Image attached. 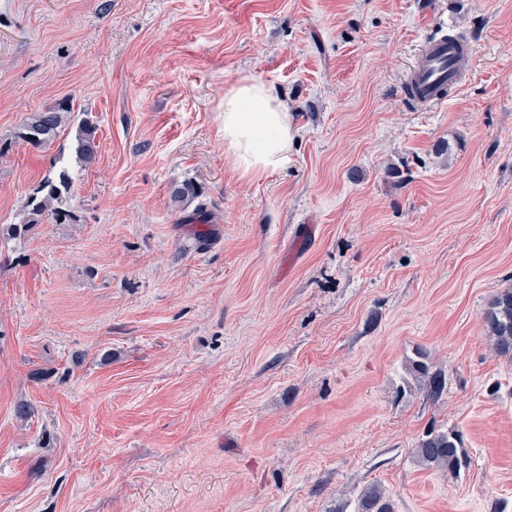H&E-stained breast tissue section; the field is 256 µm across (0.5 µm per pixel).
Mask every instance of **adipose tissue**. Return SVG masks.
Instances as JSON below:
<instances>
[{
	"label": "adipose tissue",
	"mask_w": 512,
	"mask_h": 512,
	"mask_svg": "<svg viewBox=\"0 0 512 512\" xmlns=\"http://www.w3.org/2000/svg\"><path fill=\"white\" fill-rule=\"evenodd\" d=\"M220 132L228 166L251 182L285 168L297 138L285 99L272 85L251 75L225 86Z\"/></svg>",
	"instance_id": "ef3b65f1"
}]
</instances>
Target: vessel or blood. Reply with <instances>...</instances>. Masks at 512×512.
I'll use <instances>...</instances> for the list:
<instances>
[{
    "mask_svg": "<svg viewBox=\"0 0 512 512\" xmlns=\"http://www.w3.org/2000/svg\"><path fill=\"white\" fill-rule=\"evenodd\" d=\"M469 54L466 43L443 36L423 42L403 82L405 100L427 112L444 104L460 85L464 75L461 60Z\"/></svg>",
    "mask_w": 512,
    "mask_h": 512,
    "instance_id": "b4317fda",
    "label": "vessel or blood"
}]
</instances>
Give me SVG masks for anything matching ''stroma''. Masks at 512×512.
<instances>
[{
  "label": "stroma",
  "mask_w": 512,
  "mask_h": 512,
  "mask_svg": "<svg viewBox=\"0 0 512 512\" xmlns=\"http://www.w3.org/2000/svg\"><path fill=\"white\" fill-rule=\"evenodd\" d=\"M436 29L475 67L424 112L400 80ZM244 75L299 130L260 182L219 136ZM62 168L64 216L30 224ZM511 287L512 0H0V512H353L373 483L395 512H512L483 320ZM448 429L455 478L415 454ZM61 112H70L68 108L59 104L58 106L47 107L38 112L34 118L25 125V140L36 146L47 144L53 139L62 125ZM77 133V153L83 162H91L95 155V126L93 122L87 118L83 119Z\"/></svg>",
  "instance_id": "1"
}]
</instances>
